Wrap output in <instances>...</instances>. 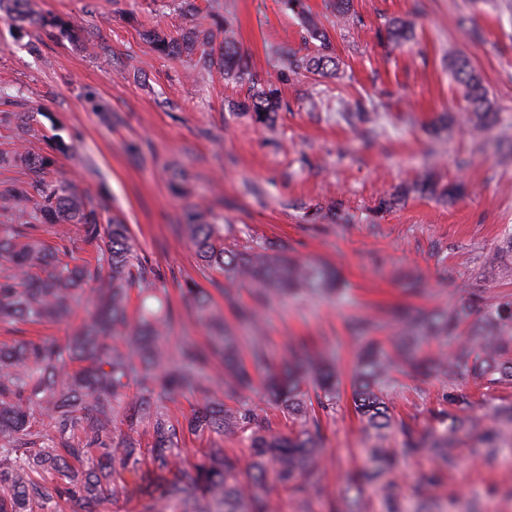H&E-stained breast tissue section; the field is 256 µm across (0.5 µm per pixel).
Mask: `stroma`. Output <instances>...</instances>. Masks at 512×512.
I'll return each mask as SVG.
<instances>
[{
  "mask_svg": "<svg viewBox=\"0 0 512 512\" xmlns=\"http://www.w3.org/2000/svg\"><path fill=\"white\" fill-rule=\"evenodd\" d=\"M340 61L335 77L318 83L280 82V48H303L306 31L282 0H196L201 19L217 11L231 22L241 52L265 79L280 83L289 109L274 130L228 112L238 89L220 74L196 75L191 65L158 55L149 30L184 27L182 0H31L33 15L51 13L82 27L74 39L0 10V89L10 102L0 123V148L24 141L47 156V177L64 182L128 224L139 258L159 272L180 320L196 340L185 283L196 282L224 313L242 350L253 337L231 314L250 286L225 300L223 276L204 267L181 225L188 208L207 210L224 225L231 248L270 241L297 261H322L341 273L333 299H291L266 316L267 350L282 356L288 342L312 338L336 361L340 392L321 416L326 512L347 477L368 464L369 435L351 401L356 354L349 321L373 316L378 341L399 332L397 307L450 310L463 302L512 294V0H352L356 22L337 24L327 0H306ZM413 22L401 48L377 38L386 19ZM471 18L483 40L461 22ZM465 55L499 108L484 137L464 126L441 129L443 113L462 112L460 88L446 58ZM143 61L141 76L130 65ZM363 100L385 127L369 144L337 122L340 101ZM435 173L440 185L461 183L450 201L409 193L392 208L379 200ZM385 385L397 422L423 437L451 413L449 387L467 395L465 415L489 420L490 408L512 403V383L489 388L470 376L392 371ZM438 495L448 512H512V453L488 460L479 431L463 436L459 461Z\"/></svg>",
  "mask_w": 512,
  "mask_h": 512,
  "instance_id": "35a3bbf8",
  "label": "stroma"
}]
</instances>
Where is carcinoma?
Wrapping results in <instances>:
<instances>
[{"label": "carcinoma", "instance_id": "1", "mask_svg": "<svg viewBox=\"0 0 512 512\" xmlns=\"http://www.w3.org/2000/svg\"><path fill=\"white\" fill-rule=\"evenodd\" d=\"M287 10L306 28L315 49L281 53L282 76H334L338 70L328 36L308 11L306 0H284ZM338 22L352 20L351 0H329ZM189 25L176 36L151 31L156 50L173 59L194 61L198 73H224L242 94L226 108L265 128L283 111L280 88L266 80L239 53L230 23H204L196 8L187 10ZM35 22L61 32L74 30L70 21L40 15ZM412 34L403 18L386 21L380 41L402 45ZM448 67L463 89L465 112L442 116L458 121L479 136L499 120V112L464 56ZM358 132H374L377 113L357 102L336 113ZM49 158L27 148H1L0 169L21 177L0 189V210L14 219L0 222V323L43 325L66 320L77 299L85 295L92 310L65 339L15 336L0 343V512H58L75 501L83 512H109L123 496L141 504L142 512H273L269 485L282 487L307 505L321 491L323 472L318 459L322 436L315 408H329L336 394V368L305 338L289 344L290 357L278 362L256 341L252 366L238 357V337L224 329L206 291L187 286L195 320L210 334L208 343L184 342L170 351L175 308L157 295L158 278L132 251L127 226L112 220L102 227L93 205L64 185L48 181ZM45 224L78 225L81 246L69 230L56 231L53 243L40 236ZM187 233L205 264L224 273L218 284L224 297L233 286H253L251 303L236 309L240 322L260 328L261 314L276 300L304 292L310 297L336 292V269L319 262H297L270 244L255 243L244 252L224 248V227L195 212ZM141 302L130 314V292ZM155 304L150 305L148 301ZM402 333L386 349L368 336L370 322L356 320L351 330L362 340L352 373L354 409L367 424L371 448L369 466L346 484L329 512H442L425 506V488L437 475L421 476L413 500L405 505L393 488L402 461L438 460L456 465V440L466 426L482 428L473 417L448 415L441 428L424 442L404 426H396L381 380L392 370H430L448 378L471 374L492 386L512 380V298L483 299L480 317L467 322V307L428 314L395 313ZM456 340L443 354H421L422 346L438 339ZM263 375L269 399L299 430L283 436L262 426L253 408L230 409L209 402L189 417L176 416L169 404L185 391L206 392L211 373L219 375L231 393L249 391L252 370ZM314 388L305 390L308 377ZM134 383L139 394H126ZM508 428H483L490 453L512 447V407L504 411ZM400 447L393 446L395 434ZM193 437L206 442L200 456L176 465L180 446ZM246 437L250 456L242 461L224 448V439Z\"/></svg>", "mask_w": 512, "mask_h": 512}]
</instances>
